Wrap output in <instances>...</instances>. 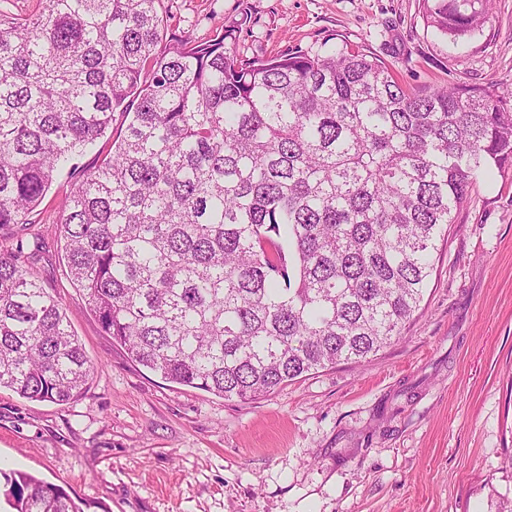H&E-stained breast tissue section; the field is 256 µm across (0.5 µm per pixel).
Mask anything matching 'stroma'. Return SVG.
I'll return each mask as SVG.
<instances>
[{
  "mask_svg": "<svg viewBox=\"0 0 512 512\" xmlns=\"http://www.w3.org/2000/svg\"><path fill=\"white\" fill-rule=\"evenodd\" d=\"M453 42L422 0H160L164 41L234 30L245 59L361 47L410 89L512 92V0ZM61 173L32 224L0 233L31 257L96 371L67 405L0 390V471L62 486L84 512H503L512 506V168L481 175L402 339L357 364L231 400L162 385L88 310L59 237Z\"/></svg>",
  "mask_w": 512,
  "mask_h": 512,
  "instance_id": "obj_1",
  "label": "stroma"
}]
</instances>
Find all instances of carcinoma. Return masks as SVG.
<instances>
[{
  "instance_id": "carcinoma-1",
  "label": "carcinoma",
  "mask_w": 512,
  "mask_h": 512,
  "mask_svg": "<svg viewBox=\"0 0 512 512\" xmlns=\"http://www.w3.org/2000/svg\"><path fill=\"white\" fill-rule=\"evenodd\" d=\"M158 3L0 10V231L30 223L118 115L60 237L73 285L132 361L245 401L397 342L473 184L512 166L505 94L407 90L347 47L246 60L229 29L159 51ZM491 3L423 0V16L456 40ZM20 258L0 253V388L68 404L95 367ZM3 477L12 512H80L57 485Z\"/></svg>"
}]
</instances>
